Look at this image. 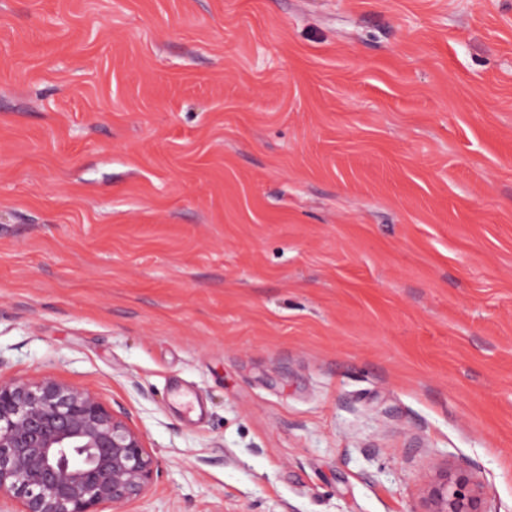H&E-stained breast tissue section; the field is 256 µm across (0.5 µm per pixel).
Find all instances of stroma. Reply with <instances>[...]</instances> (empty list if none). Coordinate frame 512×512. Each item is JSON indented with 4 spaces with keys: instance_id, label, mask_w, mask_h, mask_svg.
Segmentation results:
<instances>
[{
    "instance_id": "35a3bbf8",
    "label": "stroma",
    "mask_w": 512,
    "mask_h": 512,
    "mask_svg": "<svg viewBox=\"0 0 512 512\" xmlns=\"http://www.w3.org/2000/svg\"><path fill=\"white\" fill-rule=\"evenodd\" d=\"M0 376L126 512H512V0H0ZM155 472L140 432L93 391L0 376V497L19 512H124ZM424 503L426 510L420 512H490L486 491L465 468L447 469L430 486Z\"/></svg>"
}]
</instances>
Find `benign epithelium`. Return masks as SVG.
I'll list each match as a JSON object with an SVG mask.
<instances>
[{
	"label": "benign epithelium",
	"instance_id": "benign-epithelium-1",
	"mask_svg": "<svg viewBox=\"0 0 512 512\" xmlns=\"http://www.w3.org/2000/svg\"><path fill=\"white\" fill-rule=\"evenodd\" d=\"M155 472L140 432L96 393L53 378H0V496L19 512H122ZM424 503V512H489L465 468L446 471Z\"/></svg>",
	"mask_w": 512,
	"mask_h": 512
}]
</instances>
